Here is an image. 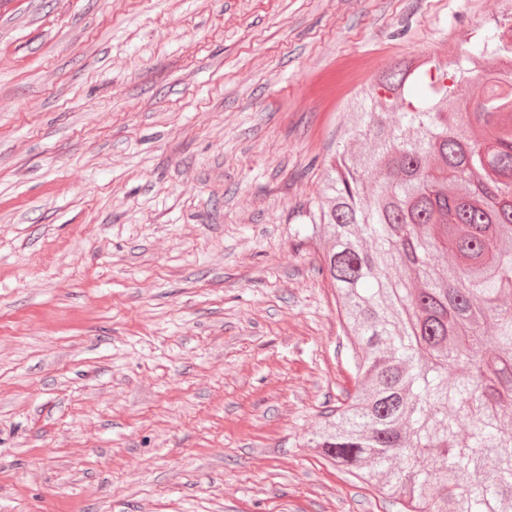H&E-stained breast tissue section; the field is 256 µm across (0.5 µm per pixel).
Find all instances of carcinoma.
Instances as JSON below:
<instances>
[{
    "mask_svg": "<svg viewBox=\"0 0 512 512\" xmlns=\"http://www.w3.org/2000/svg\"><path fill=\"white\" fill-rule=\"evenodd\" d=\"M349 121L367 148L297 230L325 244L356 378L315 447L405 512H512V72L403 60Z\"/></svg>",
    "mask_w": 512,
    "mask_h": 512,
    "instance_id": "carcinoma-1",
    "label": "carcinoma"
}]
</instances>
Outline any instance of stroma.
<instances>
[{
	"label": "stroma",
	"mask_w": 512,
	"mask_h": 512,
	"mask_svg": "<svg viewBox=\"0 0 512 512\" xmlns=\"http://www.w3.org/2000/svg\"><path fill=\"white\" fill-rule=\"evenodd\" d=\"M512 0H0V512H402L297 236L346 103Z\"/></svg>",
	"instance_id": "stroma-1"
}]
</instances>
